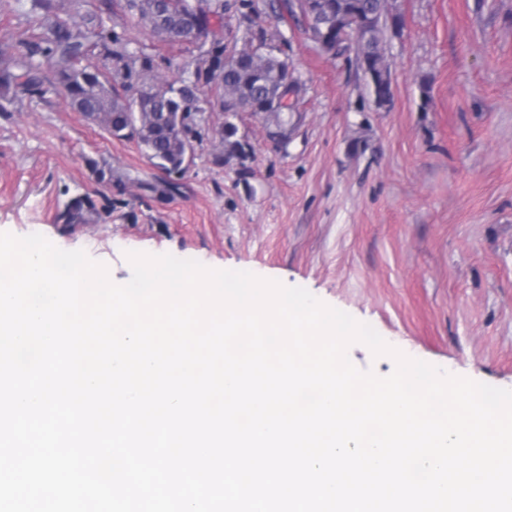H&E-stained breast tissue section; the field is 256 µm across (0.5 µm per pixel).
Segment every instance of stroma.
<instances>
[{"label":"stroma","instance_id":"1","mask_svg":"<svg viewBox=\"0 0 512 512\" xmlns=\"http://www.w3.org/2000/svg\"><path fill=\"white\" fill-rule=\"evenodd\" d=\"M271 3L253 0L251 26L226 13L223 35L232 44L254 29L292 63L300 103L286 147L241 112L250 155L217 163L225 112L205 92L193 160L169 175L75 112L63 89L13 91L0 112V232L53 235L116 281L130 274L127 252L149 251L302 287L410 357L512 389V0H396L382 108L354 52H324L304 19ZM102 17L152 48L160 85L185 79L194 44H159L117 10ZM32 18L31 0H0V44ZM77 198L85 220L66 225L59 215Z\"/></svg>","mask_w":512,"mask_h":512}]
</instances>
